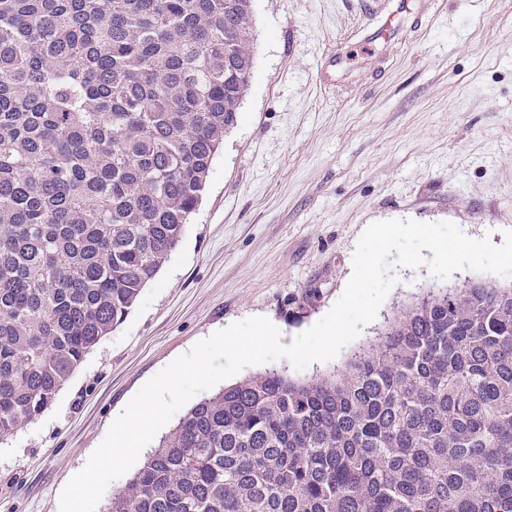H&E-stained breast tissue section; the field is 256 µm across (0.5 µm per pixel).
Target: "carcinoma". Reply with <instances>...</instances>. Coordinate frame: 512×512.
Here are the masks:
<instances>
[{
    "mask_svg": "<svg viewBox=\"0 0 512 512\" xmlns=\"http://www.w3.org/2000/svg\"><path fill=\"white\" fill-rule=\"evenodd\" d=\"M251 2L0 0V444L179 245ZM105 512H512V284L427 293L340 373L224 387Z\"/></svg>",
    "mask_w": 512,
    "mask_h": 512,
    "instance_id": "cac0c4a2",
    "label": "carcinoma"
}]
</instances>
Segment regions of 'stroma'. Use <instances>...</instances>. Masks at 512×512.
Wrapping results in <instances>:
<instances>
[{
  "mask_svg": "<svg viewBox=\"0 0 512 512\" xmlns=\"http://www.w3.org/2000/svg\"><path fill=\"white\" fill-rule=\"evenodd\" d=\"M253 0V67L235 126L179 247L52 405L0 445V512H60L69 479L157 373L197 342L263 316L283 344L341 296L372 222L512 230V0ZM375 320L294 379L344 368L388 317L465 280L396 269Z\"/></svg>",
  "mask_w": 512,
  "mask_h": 512,
  "instance_id": "stroma-1",
  "label": "stroma"
}]
</instances>
